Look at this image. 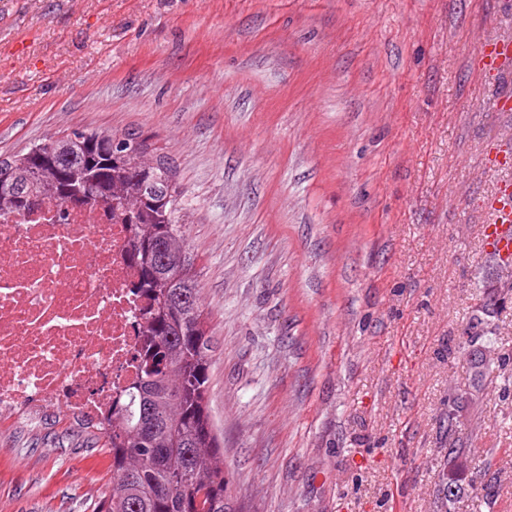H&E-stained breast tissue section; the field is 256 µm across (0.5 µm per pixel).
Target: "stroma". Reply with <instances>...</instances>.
Listing matches in <instances>:
<instances>
[{
	"instance_id": "35a3bbf8",
	"label": "stroma",
	"mask_w": 512,
	"mask_h": 512,
	"mask_svg": "<svg viewBox=\"0 0 512 512\" xmlns=\"http://www.w3.org/2000/svg\"><path fill=\"white\" fill-rule=\"evenodd\" d=\"M500 36L512 0H0V153L138 131L175 167L234 512H512V291L474 319L507 277L482 230L512 75L476 52ZM92 436L1 419L0 512H98ZM467 442H463L459 444L458 448H449L448 456L444 461L443 468L448 467V470H451L450 473L446 474V480H448V490L452 491V486L456 487L457 483L462 480V477L466 474L467 470V462L471 461L470 459V448H466L465 445ZM466 464V470H460L457 467V462H462Z\"/></svg>"
}]
</instances>
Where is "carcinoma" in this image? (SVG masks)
Listing matches in <instances>:
<instances>
[{"mask_svg":"<svg viewBox=\"0 0 512 512\" xmlns=\"http://www.w3.org/2000/svg\"><path fill=\"white\" fill-rule=\"evenodd\" d=\"M175 175L139 132L79 129L0 154V216L47 200H103L130 227L145 342L139 378L99 427L112 471L100 512H234L207 405L212 345ZM462 461L465 444L448 449V486L466 474Z\"/></svg>","mask_w":512,"mask_h":512,"instance_id":"1","label":"carcinoma"}]
</instances>
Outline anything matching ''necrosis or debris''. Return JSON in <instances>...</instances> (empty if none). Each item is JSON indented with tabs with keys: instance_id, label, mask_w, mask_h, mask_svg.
I'll use <instances>...</instances> for the list:
<instances>
[{
	"instance_id": "necrosis-or-debris-1",
	"label": "necrosis or debris",
	"mask_w": 512,
	"mask_h": 512,
	"mask_svg": "<svg viewBox=\"0 0 512 512\" xmlns=\"http://www.w3.org/2000/svg\"><path fill=\"white\" fill-rule=\"evenodd\" d=\"M128 241L100 204L49 201L0 218V415L39 405L110 417L144 331Z\"/></svg>"
}]
</instances>
